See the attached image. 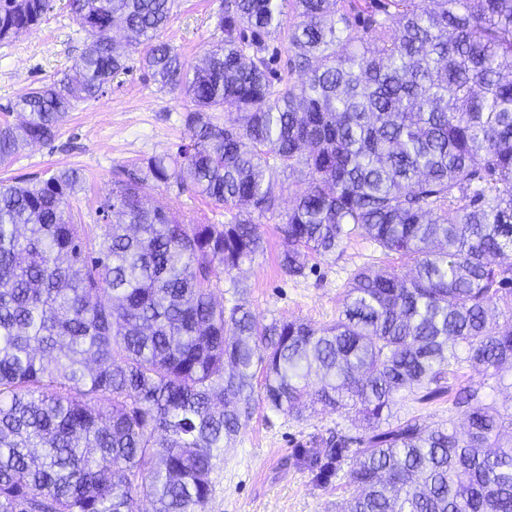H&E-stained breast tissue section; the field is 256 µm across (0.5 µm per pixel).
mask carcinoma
Wrapping results in <instances>:
<instances>
[{"instance_id": "obj_1", "label": "carcinoma", "mask_w": 512, "mask_h": 512, "mask_svg": "<svg viewBox=\"0 0 512 512\" xmlns=\"http://www.w3.org/2000/svg\"><path fill=\"white\" fill-rule=\"evenodd\" d=\"M175 7L69 0L82 52L0 124L5 166L138 53L193 130L112 170L102 224L74 220L76 169L0 185V512H205L259 372L271 410L360 423L301 452L321 483L352 489L336 512H512L503 380L461 375L512 368V0H224V39L193 64L161 40ZM52 9L0 0V41ZM282 32L297 81L265 55ZM288 171L304 188L280 227L284 274L355 234L413 264L354 270L327 326L214 300L263 251L256 220L278 212ZM172 184L231 218L144 202ZM444 399L442 423L397 411Z\"/></svg>"}]
</instances>
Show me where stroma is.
<instances>
[{
    "label": "stroma",
    "mask_w": 512,
    "mask_h": 512,
    "mask_svg": "<svg viewBox=\"0 0 512 512\" xmlns=\"http://www.w3.org/2000/svg\"><path fill=\"white\" fill-rule=\"evenodd\" d=\"M224 0H177L164 41L178 47L188 62L221 40L216 28ZM83 48V39L66 6L53 11L19 39L0 44V121H17L13 103L31 88L59 78ZM130 69L116 77L98 100L78 104L55 139L24 147L13 163L0 168V181L46 177L57 168H74L86 177L71 201L85 223L96 221L98 200L111 189L114 168L155 153L176 152L191 131L184 121L179 93L159 90L131 56ZM277 219H262L264 251L235 271L217 292L225 307L245 305L258 319L300 318L315 326L333 323L350 273L358 268L395 266L409 272L400 258L384 257L366 239L348 243L340 255L315 262L305 276L291 279L279 267L284 241ZM353 433V425L335 414L297 420L257 403L248 425L215 461L214 491L206 512H335V484H320L295 453L316 434Z\"/></svg>",
    "instance_id": "35a3bbf8"
}]
</instances>
